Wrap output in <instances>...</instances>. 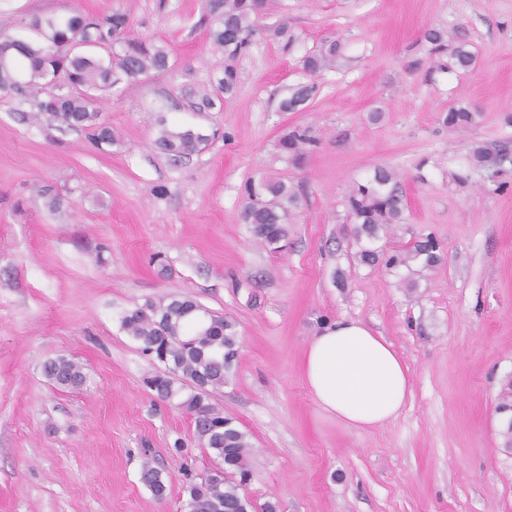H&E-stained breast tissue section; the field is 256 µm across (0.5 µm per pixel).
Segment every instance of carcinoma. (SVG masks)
<instances>
[{"instance_id": "1", "label": "carcinoma", "mask_w": 512, "mask_h": 512, "mask_svg": "<svg viewBox=\"0 0 512 512\" xmlns=\"http://www.w3.org/2000/svg\"><path fill=\"white\" fill-rule=\"evenodd\" d=\"M273 0H206V9L215 16L219 26L210 33L215 47L224 50L231 61L244 54L251 45L260 17ZM31 28L42 38L30 42L8 33H0V91L23 96L47 98L38 102L39 111L51 113L72 127L94 130L96 145L113 143L112 128L99 121L97 91H108L122 74L130 83L151 71L168 67V53L152 42L126 37L129 20L115 12L104 18L93 15H73L63 20L35 18ZM432 52L450 50L448 68L469 70L475 56L465 46L448 44V32L430 30L425 35ZM124 41L121 53L108 52L101 56L96 48L112 47ZM337 44L318 55L309 56L304 68L311 74L335 66ZM237 80L235 68L228 64L224 77L218 79L216 90L201 96L202 105L214 104L215 92H229ZM63 83L65 94L47 91L50 85ZM315 86L303 85L284 99L280 109L296 110L313 94ZM448 126L469 129L475 122V112L467 106H453L445 117ZM160 133L156 145L168 155L186 157L201 149L203 135L191 130H171L159 120ZM313 144L306 129L293 128L279 140V148L292 161L304 155V146ZM506 158L495 144L475 141L468 147V168L490 170ZM247 201L243 221L255 238L273 252L282 249L288 237L287 226L293 223L301 199L293 187L282 180L261 179L246 188ZM345 206L347 219L358 225L357 238L377 240L393 224L405 223V207L397 173L387 167H377L364 183L349 192ZM441 260L440 246L427 237L410 249L399 251L386 261L390 267L408 266L420 262L434 267ZM199 303L190 297L167 295L147 299L127 312L121 320L125 332L139 343L142 353L156 360L160 367L146 378L145 386L161 400L177 401L188 413L195 426L201 447L210 451L216 466L187 487L188 512H256L255 504L244 493L253 476L249 456L250 443L234 421L212 402L213 393L222 389L234 369L240 352L235 322L213 312L200 315ZM46 377L63 388L81 387L86 376L81 365L60 355L44 365ZM141 482L152 494L162 499L167 485L160 471L147 460L143 463Z\"/></svg>"}]
</instances>
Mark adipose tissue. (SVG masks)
Listing matches in <instances>:
<instances>
[{"label":"adipose tissue","instance_id":"adipose-tissue-1","mask_svg":"<svg viewBox=\"0 0 512 512\" xmlns=\"http://www.w3.org/2000/svg\"><path fill=\"white\" fill-rule=\"evenodd\" d=\"M303 371L320 407L358 429L397 418L410 393L408 369L398 354L355 320L336 321L313 336Z\"/></svg>","mask_w":512,"mask_h":512}]
</instances>
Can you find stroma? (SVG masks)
Here are the masks:
<instances>
[{"label": "stroma", "mask_w": 512, "mask_h": 512, "mask_svg": "<svg viewBox=\"0 0 512 512\" xmlns=\"http://www.w3.org/2000/svg\"><path fill=\"white\" fill-rule=\"evenodd\" d=\"M115 12L169 67L107 92L114 144L0 95V512H188V476L215 461L192 419L145 388L158 364L121 327L125 311L171 294L237 323L240 356L215 400L250 442L256 504L512 512L497 413L512 381V0H278L211 108L198 92L226 60L204 0H0V30L34 41L33 17ZM283 22L288 37L274 36ZM433 27L465 42L475 68H440L423 38ZM333 42L335 68L303 69ZM304 84V109L280 111ZM458 105L479 114L470 130L442 122ZM161 115L208 143L167 155ZM295 127L314 139L299 166L277 147ZM471 141L507 159L461 183ZM380 166L400 176L407 221L375 248L430 235L438 266L359 261L345 199ZM263 175L303 199L278 252L241 220L245 186ZM340 319L364 323L408 368L411 395L383 426L337 422L305 383L311 338ZM60 355L83 366L82 387L45 376ZM148 457L165 498L140 481Z\"/></svg>", "instance_id": "1"}]
</instances>
